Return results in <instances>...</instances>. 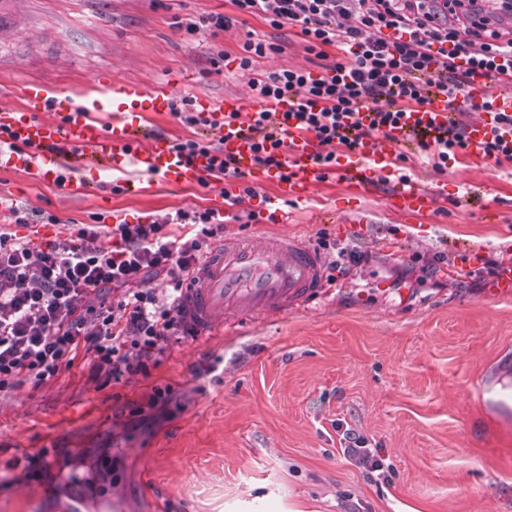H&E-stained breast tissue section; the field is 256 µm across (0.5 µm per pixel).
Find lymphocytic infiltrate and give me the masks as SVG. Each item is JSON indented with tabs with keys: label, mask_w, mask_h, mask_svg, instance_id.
<instances>
[{
	"label": "lymphocytic infiltrate",
	"mask_w": 512,
	"mask_h": 512,
	"mask_svg": "<svg viewBox=\"0 0 512 512\" xmlns=\"http://www.w3.org/2000/svg\"><path fill=\"white\" fill-rule=\"evenodd\" d=\"M236 15L273 28L297 27L323 71L284 68L249 80L252 98L293 100L282 113L230 114L226 124H246L254 159L287 174V140L313 136V158L329 173L339 156L382 135L415 139L435 168L470 148L468 93L473 72L490 83L512 77V35L472 11L475 0H231ZM456 24H448L447 15ZM446 97L455 116L432 134L409 126L412 112L433 94ZM172 116L197 137L178 139L179 158L208 160L209 181L238 178L221 137L205 136L209 124L194 95L171 103ZM185 226L171 236L167 224ZM224 230L214 211H176L170 220L116 224L109 245L79 229L76 239L34 249L0 234V390L24 381L41 384L90 352L91 371L103 381L148 375L163 345L184 329L181 296L208 250ZM165 278V293L154 283Z\"/></svg>",
	"instance_id": "lymphocytic-infiltrate-1"
}]
</instances>
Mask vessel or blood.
Instances as JSON below:
<instances>
[{
	"mask_svg": "<svg viewBox=\"0 0 512 512\" xmlns=\"http://www.w3.org/2000/svg\"><path fill=\"white\" fill-rule=\"evenodd\" d=\"M175 93L171 84L144 86L139 83L110 79L103 93L82 101L74 99L58 85L39 80L21 86L23 109L0 106V124L9 126L17 142L44 146H68L89 150L105 159L108 167L121 169L129 160H136L145 173L158 174L177 185L198 184L207 175L205 159L188 164L178 159L171 143L162 137L153 138L142 151H135V127L128 114L150 109L165 112ZM202 105L211 121L221 124L232 112H284L287 101H246L227 96L215 103L203 99ZM50 109V121L34 119L33 109ZM512 111V91L501 90L492 110L482 112L471 127L470 146L479 150L493 136L497 125L494 113ZM112 113L110 128H102L95 115ZM451 116L448 102L438 96L415 118L433 129L447 125ZM226 156L253 186L276 185L281 197L300 201L306 199L319 182V173L312 164L318 151L317 141L310 136L295 137L289 150V179H280L273 170L259 168L253 161L248 133L243 129H221ZM395 163L393 144L375 139L356 152L342 156L340 171L350 175L357 191H367L377 172L392 168ZM442 192L439 187L424 188L413 180H399L392 186L390 204L398 212L420 216L431 210ZM326 280L324 257L290 236L254 237L227 241L213 247L206 255L201 270L183 296L184 319L197 336L204 337L217 326L258 314L282 313L298 308L323 288Z\"/></svg>",
	"mask_w": 512,
	"mask_h": 512,
	"instance_id": "b4317fda",
	"label": "vessel or blood"
}]
</instances>
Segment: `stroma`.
<instances>
[{
  "label": "stroma",
  "mask_w": 512,
  "mask_h": 512,
  "mask_svg": "<svg viewBox=\"0 0 512 512\" xmlns=\"http://www.w3.org/2000/svg\"><path fill=\"white\" fill-rule=\"evenodd\" d=\"M234 15L230 0H0V105L22 107L24 79L82 100L99 74L178 82L221 101L249 97L238 67L246 36L280 44L257 71L316 68L295 28L256 18L218 38L190 36L203 14ZM224 59L212 63L215 51ZM405 172L446 190L427 215L399 217L389 185L351 194L333 172L309 198L285 204L287 223L259 224L274 187L229 207L228 230L246 239L286 233L329 263L342 248L368 262L328 279L305 306L241 320L237 334L164 343L149 376L107 385L88 354L41 385L0 391V512H512V413L493 403L512 386V292L488 275L512 257V161L471 153L441 171L409 152ZM72 184L39 167L0 169V199L29 208V223L0 210V234L40 248L78 228L112 240L130 224L211 207L220 185L177 187L134 166H80ZM137 181L140 192H112ZM330 214L334 223H322ZM57 223L36 235L46 216ZM321 248V247H320ZM166 408L146 407L153 386ZM367 439L384 473L368 477L344 453L346 432ZM30 456V471L7 461Z\"/></svg>",
  "instance_id": "35a3bbf8"
}]
</instances>
